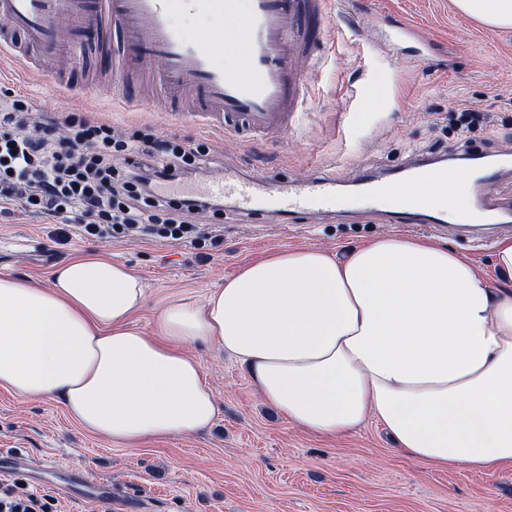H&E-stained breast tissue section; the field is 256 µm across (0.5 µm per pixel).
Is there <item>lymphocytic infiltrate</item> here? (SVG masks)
I'll return each instance as SVG.
<instances>
[{"label":"lymphocytic infiltrate","mask_w":512,"mask_h":512,"mask_svg":"<svg viewBox=\"0 0 512 512\" xmlns=\"http://www.w3.org/2000/svg\"><path fill=\"white\" fill-rule=\"evenodd\" d=\"M66 136L36 121L24 98L0 111V204L65 219L81 235L122 230L161 239H196L206 231L193 215L217 210V200L160 198L159 185L183 180L204 156L202 145L158 141L138 133V145L106 123L73 113Z\"/></svg>","instance_id":"lymphocytic-infiltrate-1"}]
</instances>
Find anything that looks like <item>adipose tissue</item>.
I'll use <instances>...</instances> for the list:
<instances>
[{"mask_svg":"<svg viewBox=\"0 0 512 512\" xmlns=\"http://www.w3.org/2000/svg\"><path fill=\"white\" fill-rule=\"evenodd\" d=\"M458 173L392 191L466 197ZM141 279L79 255L40 288L0 273V388L52 397L86 432L128 448L191 435L217 413L187 345L236 358L285 418L325 438L376 419L410 459L487 476L512 469V288L422 238L387 235L337 258L300 247L251 262L203 303L173 300L150 335Z\"/></svg>","mask_w":512,"mask_h":512,"instance_id":"1","label":"adipose tissue"}]
</instances>
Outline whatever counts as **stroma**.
Returning <instances> with one entry per match:
<instances>
[{
    "instance_id": "stroma-1",
    "label": "stroma",
    "mask_w": 512,
    "mask_h": 512,
    "mask_svg": "<svg viewBox=\"0 0 512 512\" xmlns=\"http://www.w3.org/2000/svg\"><path fill=\"white\" fill-rule=\"evenodd\" d=\"M329 15L292 127L248 144L177 112L113 110L107 86L86 90L77 74L61 88L47 75L20 80L18 63L7 56H0V108L22 95L46 121L61 124L75 112L127 134L146 128L161 139L190 138L209 148L201 173L232 166L278 182L392 169L411 156H441L465 144L490 156L512 149V27L466 17L452 0H331ZM401 18L432 42L426 59H417L411 45L394 55L379 48ZM467 109L485 112L486 124L467 128ZM394 209L391 202L365 211L340 201L284 224L272 212H240L228 198L222 211L200 216L216 237L191 243L84 237L74 225L10 206L0 211V273L45 287L49 272L76 255H111L144 283L146 303L134 321L150 334L168 300L203 301L247 263L301 246L342 258L385 234L425 238L472 260L493 287L505 282L495 245L480 248L428 224L387 223ZM187 351L206 369L217 404L213 423L136 448L83 431L58 400L0 389V451L24 460L0 468V498L47 495L52 512H512V470L490 478L419 464L372 419L344 437L313 436L264 402L246 371L216 347ZM49 461L63 475L46 471ZM93 482L111 485V498L92 497Z\"/></svg>"
}]
</instances>
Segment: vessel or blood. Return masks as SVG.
Wrapping results in <instances>:
<instances>
[{
    "label": "vessel or blood",
    "mask_w": 512,
    "mask_h": 512,
    "mask_svg": "<svg viewBox=\"0 0 512 512\" xmlns=\"http://www.w3.org/2000/svg\"><path fill=\"white\" fill-rule=\"evenodd\" d=\"M327 15V0H247L240 18L231 0H0V52L17 60L26 77L43 76V55L52 53L60 63L59 85L94 58L96 73L111 81L113 107L121 109L141 105L124 84L144 75L167 110L208 116L213 127L248 143L256 133L283 130L300 112V66L323 38ZM182 17L204 25L180 26ZM234 17L246 55L239 70L228 71L218 47L225 21ZM420 41V30L403 22L388 32L385 45L393 50ZM461 159L469 198L464 211L407 204L391 223L495 224L500 232L512 231V194L502 189L512 180V155L495 164L473 151ZM431 172L428 163L411 162L393 184L404 187ZM387 185L367 169L346 180L322 173L285 188L227 169L202 189L212 197L233 195L244 211L263 203L291 218L328 208L347 190L356 204L371 206Z\"/></svg>",
    "instance_id": "obj_1"
}]
</instances>
